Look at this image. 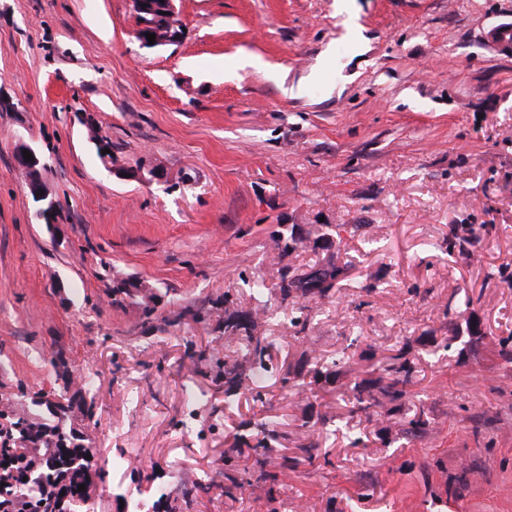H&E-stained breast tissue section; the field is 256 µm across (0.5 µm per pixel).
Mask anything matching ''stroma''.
Instances as JSON below:
<instances>
[{
    "label": "stroma",
    "instance_id": "35a3bbf8",
    "mask_svg": "<svg viewBox=\"0 0 512 512\" xmlns=\"http://www.w3.org/2000/svg\"><path fill=\"white\" fill-rule=\"evenodd\" d=\"M175 8L183 41L147 48L132 0H0V400L20 410L95 378L73 409L99 460L82 512H512V369L494 355L512 335V57L489 40L512 0ZM24 145L48 162L55 231L14 167ZM140 164L164 182L112 173ZM325 224L345 227L328 247ZM460 224L491 231L449 247ZM288 228L300 242L285 251ZM328 260L350 264L349 286L282 298V277ZM127 278L156 292L152 318L113 304ZM460 290L486 337L429 355L465 333L445 312ZM228 294L264 309L255 333L278 367L350 336L379 357L410 337L429 428L363 416L361 445L337 433L319 447L328 465L263 479L234 447L241 424L278 422L270 457L296 455L304 420L335 417L349 377L297 396L272 373L261 399L226 397L224 368L242 361ZM231 453L246 485L229 493Z\"/></svg>",
    "mask_w": 512,
    "mask_h": 512
}]
</instances>
